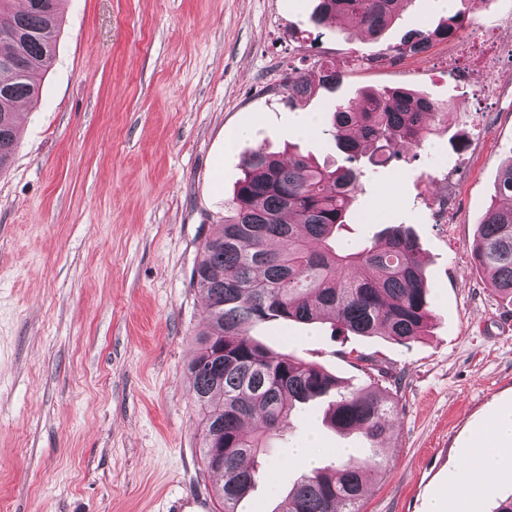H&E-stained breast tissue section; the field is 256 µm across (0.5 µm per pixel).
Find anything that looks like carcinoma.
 I'll use <instances>...</instances> for the list:
<instances>
[{"label": "carcinoma", "instance_id": "obj_1", "mask_svg": "<svg viewBox=\"0 0 512 512\" xmlns=\"http://www.w3.org/2000/svg\"><path fill=\"white\" fill-rule=\"evenodd\" d=\"M0 0V172L17 146L18 108L40 97L37 76L56 53L63 0ZM412 0H319L313 16L352 25L373 38ZM465 13L451 15L425 36L413 33L378 63L412 53V43L446 39ZM320 86L340 82L335 65L319 63ZM282 84L288 99H309L315 86L299 68ZM447 115L427 96L407 89H365L338 100L330 111V135L346 164L321 166L297 146L284 163L263 149L249 150L244 176L228 203L230 215L206 240L192 276L208 300L205 328L188 364L201 413V458L221 475L213 489L219 512H238L268 465L270 441L281 436L292 411L325 402L332 430L358 432L375 447L394 413L390 392L371 383L343 390L324 368L272 350L251 328L273 321L312 324L331 310L335 327L358 336L384 335L397 342L428 332L430 285L421 245L404 224H389L348 250L341 233L370 151L387 163L422 145L420 135ZM512 158L500 169L494 199L470 246L499 297L512 305ZM257 418L251 432L243 422ZM377 463L370 457L335 458L304 472L274 512H362V497Z\"/></svg>", "mask_w": 512, "mask_h": 512}]
</instances>
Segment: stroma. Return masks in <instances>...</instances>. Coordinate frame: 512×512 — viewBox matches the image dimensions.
<instances>
[{
  "label": "stroma",
  "mask_w": 512,
  "mask_h": 512,
  "mask_svg": "<svg viewBox=\"0 0 512 512\" xmlns=\"http://www.w3.org/2000/svg\"><path fill=\"white\" fill-rule=\"evenodd\" d=\"M318 0H65L56 56L36 106L19 115L13 163L0 174V512H165L211 498L187 364L207 302L192 284L202 243L224 221L245 151L288 159L289 142L319 163L344 156L330 135L333 101L402 87L449 109L405 159L365 166L344 241L409 225L422 248L432 325L408 343L271 322L268 347L315 362L343 384L387 373L396 414L363 512H455L465 470L491 414L512 406V306L471 256L500 166L512 157V63L501 95L476 100L448 74V41L371 67L448 13L412 0L379 38L331 21ZM340 67L333 91L288 104L287 65L311 82L315 60ZM298 112L311 135L292 139ZM249 126L248 139L236 137ZM447 198L452 220L432 217ZM322 404L292 412L286 439L240 512H274L300 474L288 445L316 437L356 448L321 422ZM472 512L512 494V449Z\"/></svg>",
  "instance_id": "35a3bbf8"
}]
</instances>
